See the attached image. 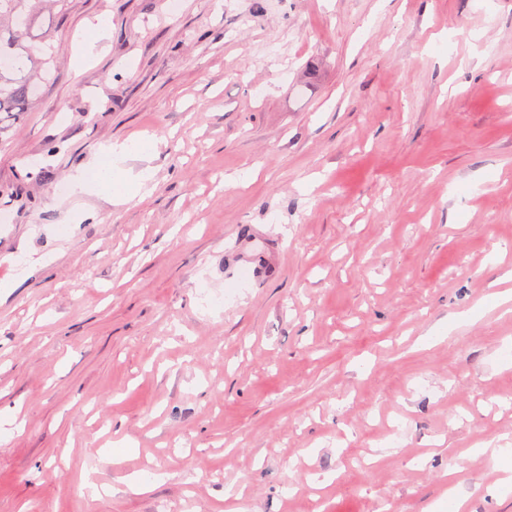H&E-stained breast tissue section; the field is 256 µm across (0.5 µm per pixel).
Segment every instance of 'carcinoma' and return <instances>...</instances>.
Instances as JSON below:
<instances>
[{
  "mask_svg": "<svg viewBox=\"0 0 512 512\" xmlns=\"http://www.w3.org/2000/svg\"><path fill=\"white\" fill-rule=\"evenodd\" d=\"M41 0H0V113L24 112L47 60L23 44Z\"/></svg>",
  "mask_w": 512,
  "mask_h": 512,
  "instance_id": "carcinoma-1",
  "label": "carcinoma"
}]
</instances>
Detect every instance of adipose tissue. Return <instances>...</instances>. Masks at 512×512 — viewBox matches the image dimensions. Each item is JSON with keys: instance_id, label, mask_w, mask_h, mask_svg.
Segmentation results:
<instances>
[{"instance_id": "obj_1", "label": "adipose tissue", "mask_w": 512, "mask_h": 512, "mask_svg": "<svg viewBox=\"0 0 512 512\" xmlns=\"http://www.w3.org/2000/svg\"><path fill=\"white\" fill-rule=\"evenodd\" d=\"M131 156L127 142L115 141L103 144L99 149V160L96 166V181H88L86 168H79L70 177L72 194L96 193L111 185L112 181H119L120 190L111 194L113 205H121L139 195L152 179L150 168H142L136 175H128L124 169V162Z\"/></svg>"}]
</instances>
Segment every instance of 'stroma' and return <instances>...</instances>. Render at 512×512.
Masks as SVG:
<instances>
[{
    "mask_svg": "<svg viewBox=\"0 0 512 512\" xmlns=\"http://www.w3.org/2000/svg\"><path fill=\"white\" fill-rule=\"evenodd\" d=\"M170 2L32 23L0 512H512V0ZM146 138L149 195L71 196Z\"/></svg>",
    "mask_w": 512,
    "mask_h": 512,
    "instance_id": "stroma-1",
    "label": "stroma"
}]
</instances>
